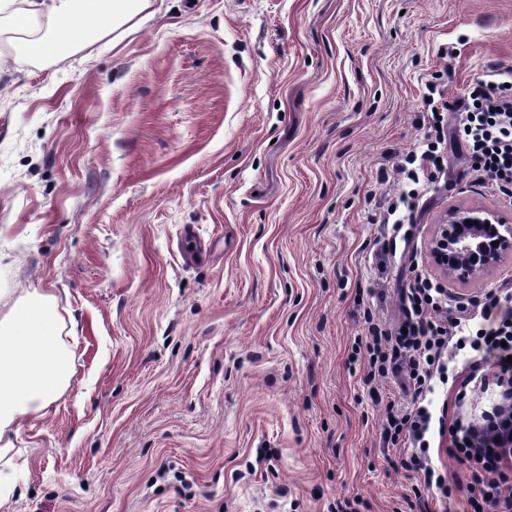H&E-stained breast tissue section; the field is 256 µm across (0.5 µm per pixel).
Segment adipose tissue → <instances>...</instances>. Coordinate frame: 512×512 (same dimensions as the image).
<instances>
[{"mask_svg":"<svg viewBox=\"0 0 512 512\" xmlns=\"http://www.w3.org/2000/svg\"><path fill=\"white\" fill-rule=\"evenodd\" d=\"M150 0H0V20L30 53L51 59L104 22L121 25ZM53 295L32 290L0 317V510L27 465L14 446L20 418L46 411L71 378L72 354Z\"/></svg>","mask_w":512,"mask_h":512,"instance_id":"1","label":"adipose tissue"}]
</instances>
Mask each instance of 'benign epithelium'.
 <instances>
[{
  "mask_svg": "<svg viewBox=\"0 0 512 512\" xmlns=\"http://www.w3.org/2000/svg\"><path fill=\"white\" fill-rule=\"evenodd\" d=\"M473 224L468 226L466 221ZM512 252V225L491 210L453 211L434 241L431 255L441 261L448 278L466 281L494 267Z\"/></svg>",
  "mask_w": 512,
  "mask_h": 512,
  "instance_id": "1",
  "label": "benign epithelium"
}]
</instances>
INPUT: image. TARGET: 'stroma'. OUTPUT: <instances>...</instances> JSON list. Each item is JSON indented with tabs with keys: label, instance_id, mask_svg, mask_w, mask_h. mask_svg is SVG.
Segmentation results:
<instances>
[{
	"label": "stroma",
	"instance_id": "35a3bbf8",
	"mask_svg": "<svg viewBox=\"0 0 512 512\" xmlns=\"http://www.w3.org/2000/svg\"><path fill=\"white\" fill-rule=\"evenodd\" d=\"M512 73V0H153L54 59L0 39V299L55 298L73 373L19 422L9 512H419L350 366L453 209L512 221L458 151L389 255L380 206L422 96ZM202 243L194 259L183 232Z\"/></svg>",
	"mask_w": 512,
	"mask_h": 512
}]
</instances>
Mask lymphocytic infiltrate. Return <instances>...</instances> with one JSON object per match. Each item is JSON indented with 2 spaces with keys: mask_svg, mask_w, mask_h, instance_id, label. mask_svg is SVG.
I'll use <instances>...</instances> for the list:
<instances>
[{
  "mask_svg": "<svg viewBox=\"0 0 512 512\" xmlns=\"http://www.w3.org/2000/svg\"><path fill=\"white\" fill-rule=\"evenodd\" d=\"M426 107V148L408 153L399 165L401 181L386 209L396 234L420 205L419 183L444 175L451 136L499 193L512 197V86L475 80L453 104L452 125L438 101L432 98ZM402 303L401 321L390 325L364 307V334L350 356L351 362L366 363L367 380L395 373L404 380V401L385 408L384 445L405 449L399 465L424 491L417 499L420 512H431V493L457 498L462 512H512V284L455 299L436 281L418 275L403 288ZM465 347L478 354L469 365V381L495 391L498 399L477 421L467 413L466 389H458L454 418L436 429L448 435L449 452L461 468L451 474L435 465L430 453L429 396L434 383H447L452 351Z\"/></svg>",
  "mask_w": 512,
  "mask_h": 512,
  "instance_id": "obj_1",
  "label": "lymphocytic infiltrate"
}]
</instances>
